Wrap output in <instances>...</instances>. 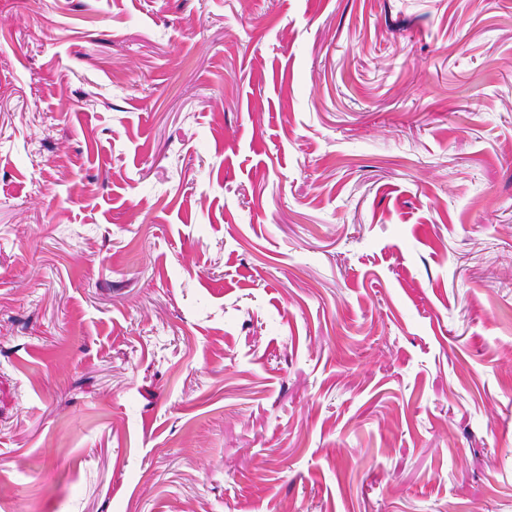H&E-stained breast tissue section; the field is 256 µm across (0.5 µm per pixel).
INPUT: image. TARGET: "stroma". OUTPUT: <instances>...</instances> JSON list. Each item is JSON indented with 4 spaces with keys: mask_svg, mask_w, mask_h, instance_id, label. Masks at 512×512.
<instances>
[{
    "mask_svg": "<svg viewBox=\"0 0 512 512\" xmlns=\"http://www.w3.org/2000/svg\"><path fill=\"white\" fill-rule=\"evenodd\" d=\"M0 512H512V0H0Z\"/></svg>",
    "mask_w": 512,
    "mask_h": 512,
    "instance_id": "stroma-1",
    "label": "stroma"
}]
</instances>
